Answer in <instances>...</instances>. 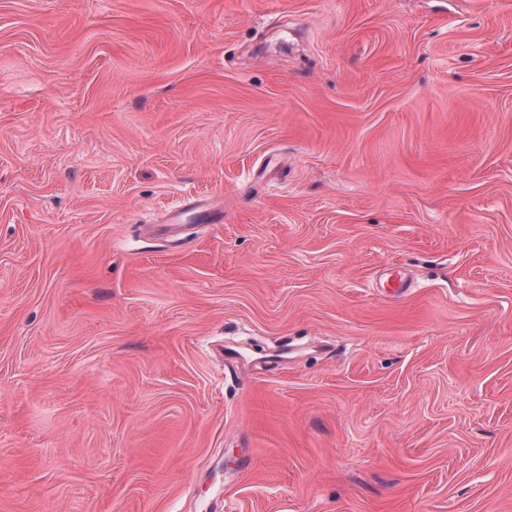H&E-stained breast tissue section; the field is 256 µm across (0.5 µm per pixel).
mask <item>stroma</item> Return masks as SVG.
<instances>
[{"label":"stroma","mask_w":512,"mask_h":512,"mask_svg":"<svg viewBox=\"0 0 512 512\" xmlns=\"http://www.w3.org/2000/svg\"><path fill=\"white\" fill-rule=\"evenodd\" d=\"M0 512H512V0H0Z\"/></svg>","instance_id":"stroma-1"}]
</instances>
